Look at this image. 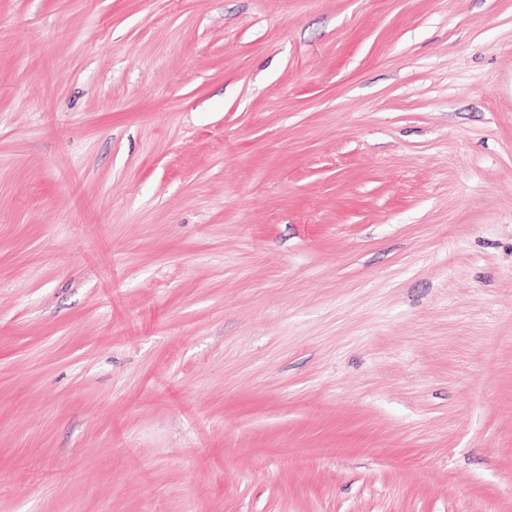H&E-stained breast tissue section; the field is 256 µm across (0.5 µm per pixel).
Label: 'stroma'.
Wrapping results in <instances>:
<instances>
[{"label": "stroma", "instance_id": "stroma-1", "mask_svg": "<svg viewBox=\"0 0 512 512\" xmlns=\"http://www.w3.org/2000/svg\"><path fill=\"white\" fill-rule=\"evenodd\" d=\"M0 512H512V0H0Z\"/></svg>", "mask_w": 512, "mask_h": 512}]
</instances>
